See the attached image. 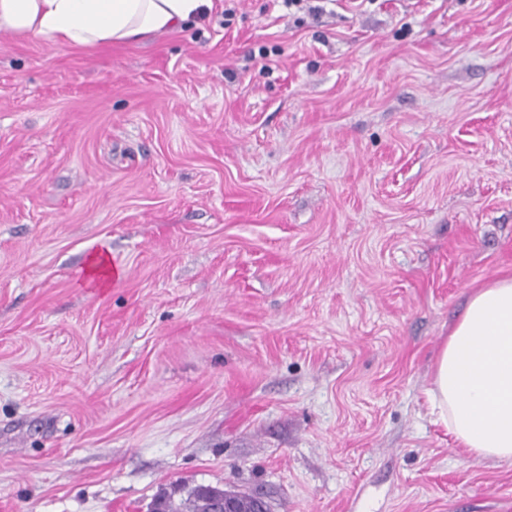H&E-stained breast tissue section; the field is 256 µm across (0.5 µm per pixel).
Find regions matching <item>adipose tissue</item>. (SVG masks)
Listing matches in <instances>:
<instances>
[{
	"label": "adipose tissue",
	"mask_w": 512,
	"mask_h": 512,
	"mask_svg": "<svg viewBox=\"0 0 512 512\" xmlns=\"http://www.w3.org/2000/svg\"><path fill=\"white\" fill-rule=\"evenodd\" d=\"M211 0H0V31L77 49L173 32ZM432 412L479 457L512 462V275L474 290L443 341Z\"/></svg>",
	"instance_id": "ef3b65f1"
}]
</instances>
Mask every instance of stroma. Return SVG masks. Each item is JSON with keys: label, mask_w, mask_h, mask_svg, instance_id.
Wrapping results in <instances>:
<instances>
[{"label": "stroma", "mask_w": 512, "mask_h": 512, "mask_svg": "<svg viewBox=\"0 0 512 512\" xmlns=\"http://www.w3.org/2000/svg\"><path fill=\"white\" fill-rule=\"evenodd\" d=\"M120 270L84 285L91 256ZM512 273V0L0 32V512H512L428 401ZM219 493H224V497L213 500L211 512H240L237 497L234 494L206 485L196 486L184 500L178 503L172 494H160L154 504L160 503L164 508L163 512H210V501L215 494Z\"/></svg>", "instance_id": "35a3bbf8"}]
</instances>
